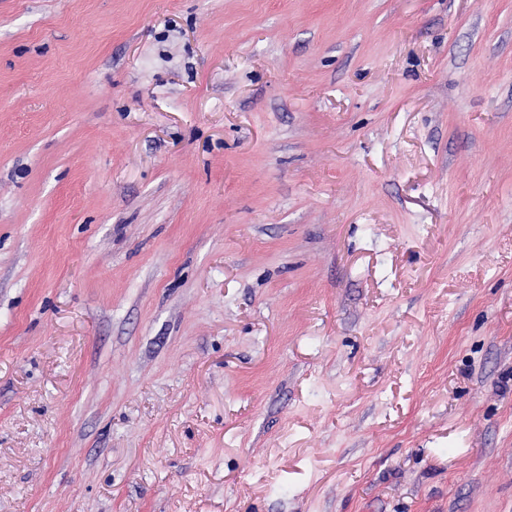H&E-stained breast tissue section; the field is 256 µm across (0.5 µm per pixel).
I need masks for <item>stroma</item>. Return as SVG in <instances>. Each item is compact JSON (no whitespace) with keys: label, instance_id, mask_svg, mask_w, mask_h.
Segmentation results:
<instances>
[{"label":"stroma","instance_id":"obj_1","mask_svg":"<svg viewBox=\"0 0 512 512\" xmlns=\"http://www.w3.org/2000/svg\"><path fill=\"white\" fill-rule=\"evenodd\" d=\"M0 512H512V0H0Z\"/></svg>","mask_w":512,"mask_h":512}]
</instances>
